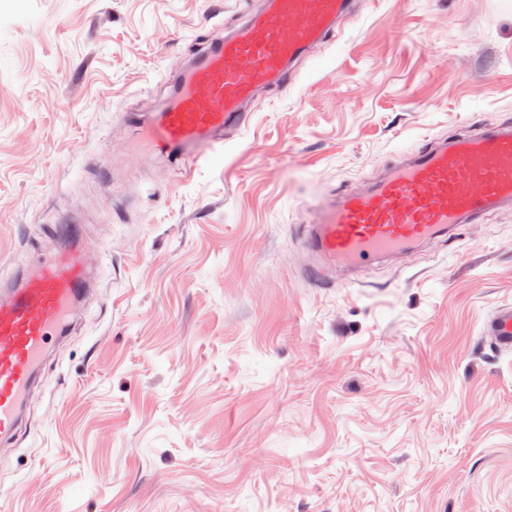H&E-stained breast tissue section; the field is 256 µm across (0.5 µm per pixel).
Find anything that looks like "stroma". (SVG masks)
I'll use <instances>...</instances> for the list:
<instances>
[{"instance_id": "obj_1", "label": "stroma", "mask_w": 512, "mask_h": 512, "mask_svg": "<svg viewBox=\"0 0 512 512\" xmlns=\"http://www.w3.org/2000/svg\"><path fill=\"white\" fill-rule=\"evenodd\" d=\"M253 0H0V279L103 252L0 512H512V210L314 286L300 226L435 136L512 123V0H359L222 155L128 162ZM111 158V179L98 161ZM483 336L503 351H512V305L501 307L484 323Z\"/></svg>"}]
</instances>
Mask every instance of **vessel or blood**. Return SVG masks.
Returning <instances> with one entry per match:
<instances>
[{
  "label": "vessel or blood",
  "mask_w": 512,
  "mask_h": 512,
  "mask_svg": "<svg viewBox=\"0 0 512 512\" xmlns=\"http://www.w3.org/2000/svg\"><path fill=\"white\" fill-rule=\"evenodd\" d=\"M354 0H260L234 30L200 43L173 70V94L147 127L150 148L195 158L224 147L257 97L292 81L298 63L349 17ZM512 208V125L479 126L433 138L364 188L329 196L303 232L307 276L333 287L370 262L403 259L411 249L459 235L486 214ZM93 290L88 245L75 237L43 254L36 270L0 288V445L19 434L52 341L70 334ZM483 333L512 351V305Z\"/></svg>",
  "instance_id": "obj_1"
}]
</instances>
